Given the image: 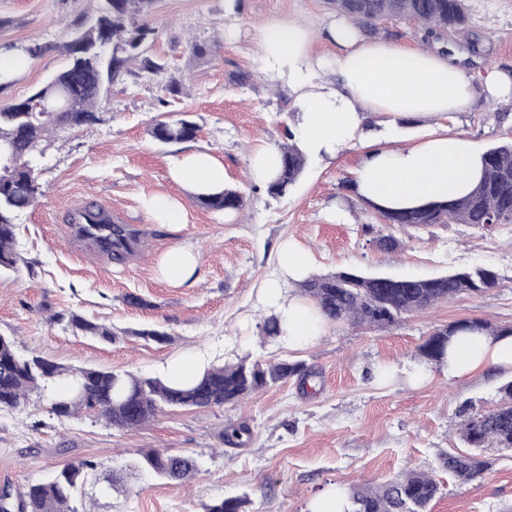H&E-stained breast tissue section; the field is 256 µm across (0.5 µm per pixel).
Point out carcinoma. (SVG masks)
I'll use <instances>...</instances> for the list:
<instances>
[{
	"label": "carcinoma",
	"instance_id": "obj_1",
	"mask_svg": "<svg viewBox=\"0 0 512 512\" xmlns=\"http://www.w3.org/2000/svg\"><path fill=\"white\" fill-rule=\"evenodd\" d=\"M153 0H100L96 14L75 39L66 45L67 65L28 98L0 106V147L8 156L0 159V274L17 267L16 220L35 204L39 195L37 170L43 158V141L59 130H75L99 120L98 109L112 86L137 68L140 74L159 75L164 65L145 55V46L157 37L150 22ZM334 10L356 21L369 36L379 34L378 22L386 18L414 22L424 41L468 24L464 0H331ZM195 122L178 118L159 121L149 135L164 144L196 138ZM281 163L274 181L266 185L271 196H282L296 183L306 163L295 143L279 146ZM197 200L216 211H238L244 199L236 190L199 195ZM382 223L364 224L362 231L378 248L394 252L402 242L392 233L395 224L427 227L435 224H469L478 228L512 224V141L485 151L484 175L474 189L451 203L409 210L379 211ZM117 241L112 259L120 262L140 244L125 224L112 225ZM499 284V275L477 266L432 278L365 277L352 270L310 275L300 282L305 297L331 321L355 327L390 329L409 316L448 303L463 295L481 294ZM72 327L89 336L112 340V329L79 315ZM512 336V327H500L485 319L460 320L433 327L419 347V356L437 367L444 363L453 337L463 333ZM0 410H16L27 392L40 390L50 397V412L58 418L78 413L104 420L107 425L135 431L164 408H211L234 405L258 391L297 378L306 382L312 371L302 362L263 363L242 359L234 364L209 365L190 385L174 387L160 376L140 377L128 372L82 368L74 373L40 356L25 358L15 340L0 338ZM498 402L467 413L460 425L468 452H450L442 466L459 480L481 477L490 467L483 448L512 449V380L499 388ZM251 437L244 424L224 428L227 444L242 446ZM90 461L68 464L45 481L21 490L0 489V512H79L73 506ZM133 469L153 478L181 482L201 474V463L192 454L172 455L160 450L138 453ZM440 493L437 480L425 470L376 485L347 490L349 512H429ZM248 495L228 497L209 506L208 512H246Z\"/></svg>",
	"mask_w": 512,
	"mask_h": 512
}]
</instances>
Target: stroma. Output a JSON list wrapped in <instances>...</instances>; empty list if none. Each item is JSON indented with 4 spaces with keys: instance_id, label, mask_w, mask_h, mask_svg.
<instances>
[{
    "instance_id": "35a3bbf8",
    "label": "stroma",
    "mask_w": 512,
    "mask_h": 512,
    "mask_svg": "<svg viewBox=\"0 0 512 512\" xmlns=\"http://www.w3.org/2000/svg\"><path fill=\"white\" fill-rule=\"evenodd\" d=\"M97 6L98 0H0V45L44 48L27 71L0 83V105L27 98L64 66L63 45ZM466 7L468 25L448 32V48L463 55L472 78L489 69L511 72L512 0H466ZM335 17L327 0H243L237 11L226 0H154L158 34L149 53L166 62L164 73L126 76L101 105L99 122L45 142L38 170L44 193L17 221L16 271L0 277V335L13 337L23 356L156 376L168 359L199 350L217 363L245 355L301 361L315 378L304 388L286 380L234 406L168 408L132 433L85 414L57 418L40 392H29L19 409L0 411V486L19 489L90 460L85 512H206L244 492L248 512H309L310 501L330 487L375 485L416 469L441 483L432 512H512V452L485 449L490 470L467 483L441 466L445 453L464 449L462 411L493 405L512 371L451 380L418 355L437 324L484 318L512 325V224L489 231L397 224L392 232L403 247L386 252L364 235L363 225L379 218L352 189L362 148H344L329 162L308 160L281 197L256 188L249 176L251 150L287 143L294 117L259 69L257 29L271 20L322 29ZM163 98L170 108L160 106ZM168 110L198 124L196 146L221 156L227 187L246 198L242 210L206 209L172 181L171 163L185 146L157 143L148 133ZM447 125L486 149L512 140V107L479 90ZM150 193L179 198L186 224L172 229L148 220L140 199ZM83 200L111 206L114 218L138 231L134 255L115 263L68 235L66 207ZM286 237L310 252L316 274L358 269L432 277L481 265L492 267L501 284L392 329L333 323L315 345L289 349L265 341L264 319L252 308L271 253ZM176 243L199 254L192 286L176 288L158 276L160 257ZM131 293L143 306L127 303ZM74 314L111 326L115 341L73 333L67 321ZM145 329L168 338L145 339ZM230 422L248 425L252 443L225 444ZM142 448L195 454L202 472L181 483L135 476L127 465Z\"/></svg>"
}]
</instances>
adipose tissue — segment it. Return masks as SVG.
<instances>
[{"label": "adipose tissue", "mask_w": 512, "mask_h": 512, "mask_svg": "<svg viewBox=\"0 0 512 512\" xmlns=\"http://www.w3.org/2000/svg\"><path fill=\"white\" fill-rule=\"evenodd\" d=\"M336 54L313 58L316 31L303 21H269L257 36L259 67L270 73L287 96L295 117L293 138L309 158L330 161L349 143L365 150L354 187L363 200L395 210L425 203L450 202L468 194L482 175L483 152L477 143L446 128H433L415 145L373 146L371 116L392 127L404 120L439 118L464 110L473 82L459 53L406 47L370 38L352 21L340 18L325 29ZM172 179L196 193L223 190V161L208 148H192L171 168ZM272 272L257 293L263 316L278 323L276 343L293 348L315 344L328 321L289 285L310 273L308 253L281 241L271 254ZM199 256L174 244L160 258L158 274L173 286L193 285ZM512 369V336L497 339L476 333L455 336L443 366L459 379L487 369Z\"/></svg>", "instance_id": "obj_1"}]
</instances>
